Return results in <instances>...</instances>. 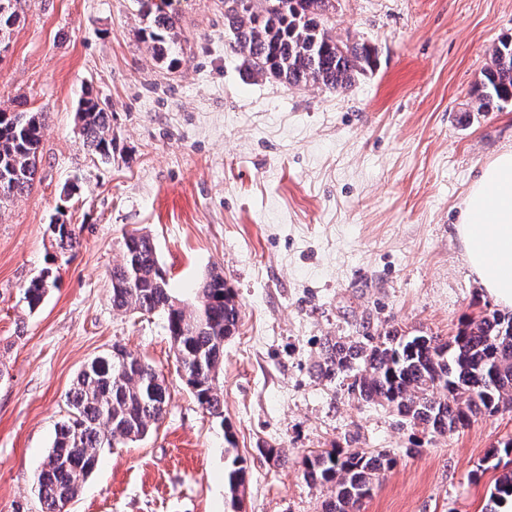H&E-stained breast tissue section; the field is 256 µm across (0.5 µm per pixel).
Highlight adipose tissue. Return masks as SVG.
Here are the masks:
<instances>
[{
  "mask_svg": "<svg viewBox=\"0 0 512 512\" xmlns=\"http://www.w3.org/2000/svg\"><path fill=\"white\" fill-rule=\"evenodd\" d=\"M464 258L485 292L512 308V147L480 170L457 224Z\"/></svg>",
  "mask_w": 512,
  "mask_h": 512,
  "instance_id": "obj_1",
  "label": "adipose tissue"
}]
</instances>
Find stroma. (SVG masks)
<instances>
[{"mask_svg":"<svg viewBox=\"0 0 512 512\" xmlns=\"http://www.w3.org/2000/svg\"><path fill=\"white\" fill-rule=\"evenodd\" d=\"M157 4L174 14L171 65L142 39ZM335 7L337 31L377 56L341 94L248 78L225 45L224 0H18L0 108L46 120L32 188L0 206V512H42L36 478L67 394L115 345L163 374L167 413L142 440L101 449L66 512H233L232 453L248 465L245 512H321L324 489L303 479L315 450L395 457L360 512H484L512 470L498 450L512 409L434 436L316 373L326 340L449 337L498 310L456 224L481 167L512 145L511 104L470 109L489 49L512 37V0ZM87 88L112 114L108 164L75 122ZM59 218L80 239L61 256ZM136 229L185 303L214 269L235 294L223 418L187 385L163 314L112 309L110 273ZM51 265L57 288L28 310L24 286Z\"/></svg>","mask_w":512,"mask_h":512,"instance_id":"obj_1","label":"stroma"}]
</instances>
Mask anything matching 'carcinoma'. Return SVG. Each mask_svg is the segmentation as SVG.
<instances>
[{
	"label": "carcinoma",
	"mask_w": 512,
	"mask_h": 512,
	"mask_svg": "<svg viewBox=\"0 0 512 512\" xmlns=\"http://www.w3.org/2000/svg\"><path fill=\"white\" fill-rule=\"evenodd\" d=\"M230 49L243 55L246 75L274 79L290 88L317 86L347 90L376 67L375 50L364 41H336L331 0H224ZM281 7H275V4ZM173 16L156 7L144 32L158 60L171 57ZM490 61L472 91L476 112H499L512 103V38L492 46ZM46 114L0 110V172L9 181L0 205L33 186L41 130ZM76 120L83 145L100 160H112L110 112L88 92ZM61 253L73 250L78 236L71 225H52ZM112 308L118 312L160 311L165 315L175 356L198 403L224 416L219 371L224 341L238 328L240 311L221 275L208 274L195 292L192 308L176 305L169 282L147 234L124 237L123 257L112 267ZM58 287L44 269L24 288L35 310ZM319 374L351 379L348 391L364 402L387 406L405 424L445 436L468 427L477 416L512 404V317L498 313L471 319L448 339L438 336H366L362 341L330 340L322 348ZM169 392L148 362L119 346L93 358L78 373L68 395L69 414L57 430L38 475L44 512H63L98 462L100 449L146 437L166 413ZM388 453L321 451L303 460L304 478L330 493L322 512H360L380 475L392 468ZM231 502L246 478L245 460L234 456L224 473ZM489 512L512 504V470L502 474L490 495Z\"/></svg>",
	"instance_id": "1"
}]
</instances>
